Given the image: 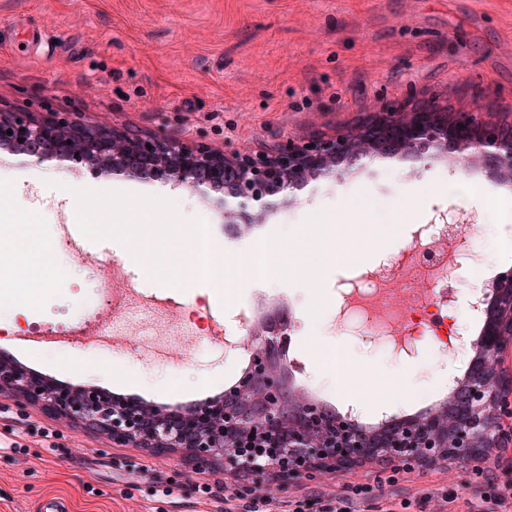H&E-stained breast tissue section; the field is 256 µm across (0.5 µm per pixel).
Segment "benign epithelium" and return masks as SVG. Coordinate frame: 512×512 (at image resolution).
I'll list each match as a JSON object with an SVG mask.
<instances>
[{"mask_svg":"<svg viewBox=\"0 0 512 512\" xmlns=\"http://www.w3.org/2000/svg\"><path fill=\"white\" fill-rule=\"evenodd\" d=\"M12 134H7V131ZM13 146L27 160L79 164L101 161L128 179L170 169L175 185L208 199L226 224H249L277 210L287 195L377 156L399 154L428 166L441 154L477 164L492 182L512 178V136L481 113H457L435 99L408 112H379L369 122L333 135L317 133L304 143L227 156L211 148L189 149L165 132L150 135L91 126L61 112L36 116L0 113V146ZM487 327L461 383L451 393L395 427H366L349 416L330 417L320 404L288 385L283 360L288 335L277 316L249 328L250 365L217 399L197 402L184 416L197 422L183 429L176 414L151 402L136 407L112 403L93 388L66 396L40 385L24 368L0 361V394L20 404H40L82 430L116 444L133 443L153 454L181 450L200 466H221L242 481L269 471L286 485L299 477L340 474L362 464L414 459L430 465L465 463L506 447L502 415L512 395V376L501 356L512 349V273L493 281Z\"/></svg>","mask_w":512,"mask_h":512,"instance_id":"1","label":"benign epithelium"}]
</instances>
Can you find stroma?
Masks as SVG:
<instances>
[{"mask_svg": "<svg viewBox=\"0 0 512 512\" xmlns=\"http://www.w3.org/2000/svg\"><path fill=\"white\" fill-rule=\"evenodd\" d=\"M447 99L454 110L476 105L503 112L512 106V0H0V110L79 112L90 124L150 134L165 129L190 148L210 147L232 155L252 146L301 142L312 132L334 134L365 113L403 105L410 94ZM460 161L439 158L422 166L402 160L371 161L342 180L310 184L239 237L224 233L211 204L178 190L185 222L210 216L225 249L281 230L295 234L307 216L335 224L334 241L355 234L358 266L369 268L408 241L412 224H434L439 214L488 221L480 200L449 199L448 179ZM43 206L31 202V189ZM123 190L142 194L145 182L107 172L105 166L34 165L19 154H0V190L9 202L2 224H41L45 244L57 242V207L74 211L73 189ZM415 189L410 200L407 189ZM67 280L47 289L38 305L20 314L21 289L0 281V360L17 362L47 383L76 389L93 386L119 401L142 399L176 410L222 395L247 366L246 349L221 347L209 337H184L182 359L155 362L147 349L168 335L183 306L227 312L230 304L252 306L261 317L275 303L293 318L292 349L301 370L294 384L304 395L335 402L337 393L359 392L342 383L338 368L317 365L321 350L342 359L369 362L366 383L389 386L391 414L416 413L442 401L447 389L434 378L443 363L423 352L393 362L377 346L346 335L331 322L333 289L345 264L326 269L321 294L280 278L241 282L233 302L212 295L200 281L158 289L173 309L150 326L122 330L109 349L95 351L73 341L66 346L23 345L11 326L51 330L55 322L81 325L97 287V264L74 255H54ZM318 303L317 315L308 307ZM430 377L417 386L413 373ZM49 438L28 435L30 426ZM18 442L19 451L9 443ZM361 473L302 477L276 492V512L306 497L332 500ZM176 482L173 496L157 494ZM221 468H199L175 451L155 457L141 448L113 447L104 434L72 427L41 405L17 407L0 395V512H38L56 495L73 512H217L200 492L231 484ZM446 487L464 498L480 495V481L464 468L413 467L395 486L384 487L365 512H389L393 502Z\"/></svg>", "mask_w": 512, "mask_h": 512, "instance_id": "35a3bbf8", "label": "stroma"}]
</instances>
